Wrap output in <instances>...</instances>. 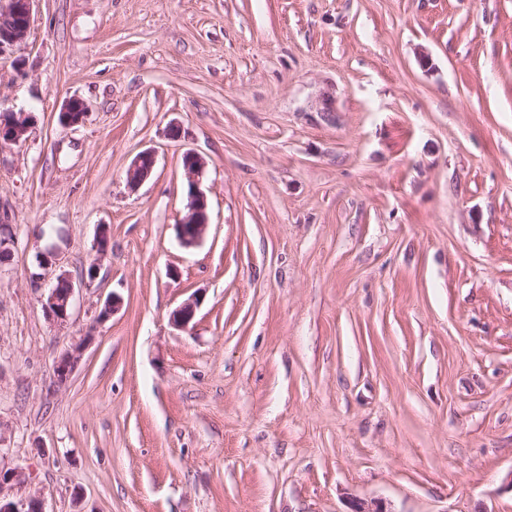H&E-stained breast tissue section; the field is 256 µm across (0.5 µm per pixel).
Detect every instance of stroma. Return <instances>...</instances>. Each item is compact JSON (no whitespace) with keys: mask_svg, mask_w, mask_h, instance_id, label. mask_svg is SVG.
<instances>
[{"mask_svg":"<svg viewBox=\"0 0 512 512\" xmlns=\"http://www.w3.org/2000/svg\"><path fill=\"white\" fill-rule=\"evenodd\" d=\"M0 103L35 116L0 148L11 499L512 512V0H35ZM190 150L209 226L186 247ZM29 271L70 275L66 324ZM88 112V106L79 98L66 100L60 112L61 123L72 127L83 124ZM155 154L151 151L139 153L126 173L127 183L131 188H135L147 180L155 166ZM109 232L108 227L105 224H101L99 226L98 231V241H97V249L96 255L93 260L90 262L88 268L85 270V277L89 280H93L96 278L98 270L101 266V261L107 256L109 250ZM86 346V341H81L75 345L72 349L67 350L63 353L56 361L54 365V376L57 384L65 385L77 364L83 349Z\"/></svg>","mask_w":512,"mask_h":512,"instance_id":"1","label":"stroma"}]
</instances>
